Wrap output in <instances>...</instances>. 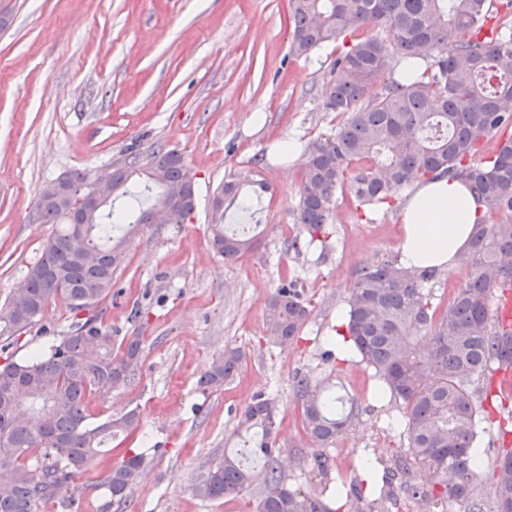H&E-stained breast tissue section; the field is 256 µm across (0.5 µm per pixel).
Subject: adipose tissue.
Masks as SVG:
<instances>
[{"mask_svg":"<svg viewBox=\"0 0 512 512\" xmlns=\"http://www.w3.org/2000/svg\"><path fill=\"white\" fill-rule=\"evenodd\" d=\"M483 212L482 203L462 180L442 177L414 185L403 208L399 264L453 268L455 254L467 248L471 227Z\"/></svg>","mask_w":512,"mask_h":512,"instance_id":"adipose-tissue-1","label":"adipose tissue"}]
</instances>
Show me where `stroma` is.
I'll use <instances>...</instances> for the list:
<instances>
[{
  "mask_svg": "<svg viewBox=\"0 0 512 512\" xmlns=\"http://www.w3.org/2000/svg\"><path fill=\"white\" fill-rule=\"evenodd\" d=\"M0 303L39 256L51 225L32 222L43 186L73 171H95L129 148L163 142L179 149L197 175L194 212L180 224H143L126 243L125 261L102 303L116 336L141 333L144 352L132 383L86 402L91 421L140 413L125 447L144 454L147 474L132 491L133 512H254L251 495L204 501L193 487L236 444L240 413L260 392L279 397L285 417L281 455L299 477L302 428L292 376L309 368L349 395L366 399L368 372L345 360L321 364L335 336L358 264L389 259L403 236L400 203L356 206L337 192L331 248L295 255L302 166L283 159L281 142L332 136L325 77L336 55L329 44L306 57L290 52L289 0H0ZM239 185L224 203L231 232L257 240L224 261L208 242L215 190ZM296 281L312 314L299 344L280 350L263 339L268 298ZM74 318L52 302L40 326L23 334L19 356L70 331ZM245 358L233 380L210 396L198 377L224 346ZM404 450L387 428V411L363 415L327 453L345 481L365 476L367 460ZM120 451L99 456L80 477L81 512H103L100 476Z\"/></svg>",
  "mask_w": 512,
  "mask_h": 512,
  "instance_id": "35a3bbf8",
  "label": "stroma"
}]
</instances>
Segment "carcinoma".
I'll return each instance as SVG.
<instances>
[{"label":"carcinoma","mask_w":512,"mask_h":512,"mask_svg":"<svg viewBox=\"0 0 512 512\" xmlns=\"http://www.w3.org/2000/svg\"><path fill=\"white\" fill-rule=\"evenodd\" d=\"M291 52L307 56L348 32L377 28L336 55L327 73L325 110L341 117L336 133L303 145V174L297 223L305 238L288 242L330 249L328 224L333 200L350 172V191L362 205L388 204L416 182L463 177L485 214H512V37L493 24L512 15V0H290ZM405 62L401 79L385 83L372 98L368 86L389 59ZM499 138L495 154L474 157L485 141ZM121 185L115 202L92 222L71 224L73 202L36 204L37 220L54 226L38 259L26 271L25 303L9 296L0 310V512H39L56 500L74 512L81 494L76 480L112 440L140 427L136 410L99 423L89 422V396L127 386L136 376L144 344L140 336L119 338L106 329L97 307L112 295V279L125 260L126 236L140 218L133 208L195 197L184 155L164 143L147 153L129 151L115 162ZM238 183L227 180L214 193L209 243L233 261L253 248V238L229 234L224 200ZM466 281L447 304L435 301L428 284L436 271L402 267L386 259L360 264L346 301V343L372 370L371 397L388 401L400 416L392 420L404 453L381 481L362 480L382 499L400 483L428 512H455L474 502L483 465L491 474L488 512H512V448L484 457L480 443L493 446L491 394L501 371H512V333L497 330L493 308L499 285L512 281V220L472 228L469 247L458 254ZM64 300L76 321L59 342L17 359L18 333L37 325L48 305ZM310 315L296 284L277 290L265 309L264 340L285 349L297 341ZM244 355L226 346L197 381L209 396L237 374ZM292 387L301 405L303 436L295 447L321 448L310 473L329 475L323 449L346 434L362 409L354 397L338 395L315 369L298 372ZM284 420L279 398L259 393L238 417L235 433L248 437L244 454L224 449L194 491L216 501L251 494L255 512H332L290 483L278 446ZM145 457L127 454L101 485L110 500L129 506L141 480Z\"/></svg>","instance_id":"cac0c4a2"}]
</instances>
